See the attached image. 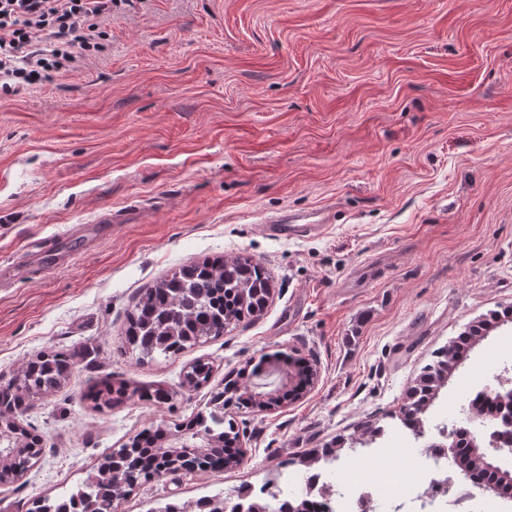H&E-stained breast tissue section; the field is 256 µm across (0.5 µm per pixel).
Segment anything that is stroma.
<instances>
[{
  "label": "stroma",
  "mask_w": 512,
  "mask_h": 512,
  "mask_svg": "<svg viewBox=\"0 0 512 512\" xmlns=\"http://www.w3.org/2000/svg\"><path fill=\"white\" fill-rule=\"evenodd\" d=\"M103 27V53L0 98V260L73 237L67 263L0 282V384L39 353L77 352L19 416L43 450L0 486V512H33L140 431L208 412L225 375L249 368L248 386L300 358L318 368L302 398L233 410L242 464L142 484L122 512L231 500L288 457L298 491L305 460L366 423L384 438L325 471L414 483L422 445L396 434L410 386L469 322L512 306V0H114ZM320 209L331 221L311 236L262 230ZM239 254L273 278L260 317L151 363L123 349L145 288ZM196 359L209 382L182 386ZM506 372L512 322L451 374L426 439L468 426L470 391ZM104 376L171 398L101 412L84 394Z\"/></svg>",
  "instance_id": "1"
}]
</instances>
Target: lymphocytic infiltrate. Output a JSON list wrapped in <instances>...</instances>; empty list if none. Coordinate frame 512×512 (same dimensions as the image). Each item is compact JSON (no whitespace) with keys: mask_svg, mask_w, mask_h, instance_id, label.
<instances>
[{"mask_svg":"<svg viewBox=\"0 0 512 512\" xmlns=\"http://www.w3.org/2000/svg\"><path fill=\"white\" fill-rule=\"evenodd\" d=\"M112 0H0V93L14 95L100 52Z\"/></svg>","mask_w":512,"mask_h":512,"instance_id":"f902f5d3","label":"lymphocytic infiltrate"}]
</instances>
